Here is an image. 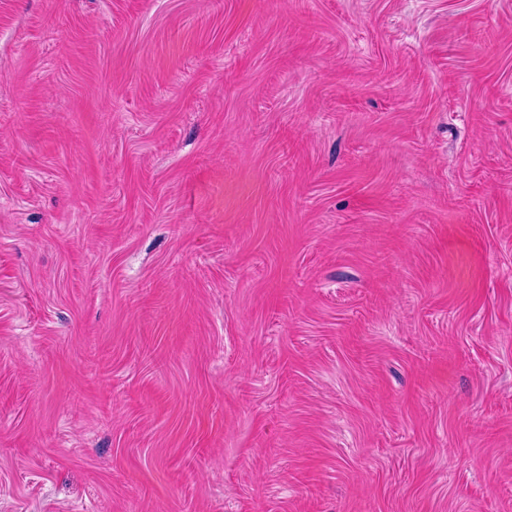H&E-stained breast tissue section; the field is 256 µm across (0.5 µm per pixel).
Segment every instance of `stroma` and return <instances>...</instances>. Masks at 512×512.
Returning a JSON list of instances; mask_svg holds the SVG:
<instances>
[{"label": "stroma", "mask_w": 512, "mask_h": 512, "mask_svg": "<svg viewBox=\"0 0 512 512\" xmlns=\"http://www.w3.org/2000/svg\"><path fill=\"white\" fill-rule=\"evenodd\" d=\"M0 512H512V0H0Z\"/></svg>", "instance_id": "35a3bbf8"}]
</instances>
